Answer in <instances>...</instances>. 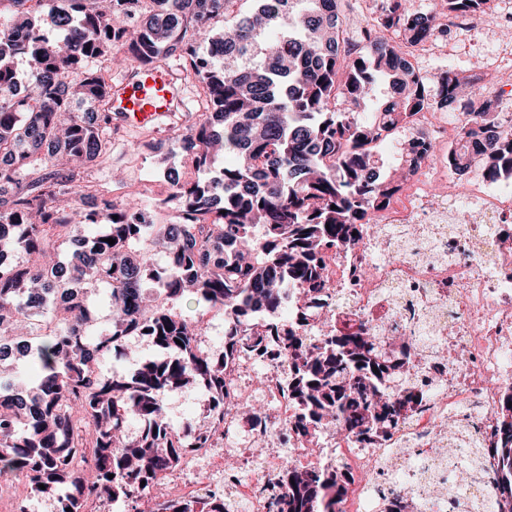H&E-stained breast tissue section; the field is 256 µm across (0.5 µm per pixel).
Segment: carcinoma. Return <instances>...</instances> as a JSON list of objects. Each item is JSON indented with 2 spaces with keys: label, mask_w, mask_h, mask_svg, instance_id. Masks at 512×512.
<instances>
[{
  "label": "carcinoma",
  "mask_w": 512,
  "mask_h": 512,
  "mask_svg": "<svg viewBox=\"0 0 512 512\" xmlns=\"http://www.w3.org/2000/svg\"><path fill=\"white\" fill-rule=\"evenodd\" d=\"M51 0H0V44L27 33L18 55L32 82L14 94L16 56L0 49V478H27L30 493L55 498L61 512H84L83 491L112 500L166 499L159 475L179 463L189 442L177 437L158 395L198 385L211 411L254 410L224 392V362L202 351L198 326L169 307L191 296L232 323L227 349L247 333L258 312L277 314L287 292L309 308L324 304L322 253L359 236L355 225L414 173L415 157L431 145L410 140L395 168L380 176L375 151L382 137L415 112H467L476 140L475 164L497 179L512 174V122L499 96L478 79L442 71L436 90L405 59L406 47L442 33L444 16H477L486 0H440L426 13L405 0H376L375 16L359 23L362 56L347 49L350 18L341 0H66L69 15L45 12ZM226 29L215 24L231 14ZM182 60L207 101L192 120L173 114L178 149L196 171L213 176L169 181L179 221L161 224L149 212L86 184L88 163L112 150V113L83 112L104 102L102 59L129 68ZM375 103L366 118L359 117ZM448 167L463 173L468 155L448 148ZM98 196L87 214L83 198ZM106 223H98V219ZM112 238L115 244L105 242ZM75 245L70 260L60 246ZM148 244L165 256L162 275L134 249ZM89 281L107 288L112 324L94 343L81 337L88 320ZM162 352L112 377L95 373L130 329ZM302 326L269 323L268 335L288 359L289 387L302 435L322 422L338 427L353 388L383 397L405 383L399 364L374 354L375 336L300 335ZM181 344H176V341ZM36 367L26 376L24 365ZM405 401L366 402L350 424L391 422ZM140 435L124 434L128 418ZM499 479L512 499V420L504 421ZM92 448L90 472L74 468L76 449ZM482 449L462 441L448 479L473 475ZM113 478H108V475ZM288 512H321L325 493H346L339 471L285 470L279 477ZM44 488H39V485ZM171 512H226L214 497Z\"/></svg>",
  "instance_id": "carcinoma-1"
}]
</instances>
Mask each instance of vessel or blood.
<instances>
[{
  "label": "vessel or blood",
  "instance_id": "vessel-or-blood-1",
  "mask_svg": "<svg viewBox=\"0 0 512 512\" xmlns=\"http://www.w3.org/2000/svg\"><path fill=\"white\" fill-rule=\"evenodd\" d=\"M183 106V90L168 67L137 68L109 84L106 105L114 120L152 128Z\"/></svg>",
  "mask_w": 512,
  "mask_h": 512
}]
</instances>
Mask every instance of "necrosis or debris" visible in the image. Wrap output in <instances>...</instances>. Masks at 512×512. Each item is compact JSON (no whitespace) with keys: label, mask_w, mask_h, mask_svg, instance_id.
<instances>
[{"label":"necrosis or debris","mask_w":512,"mask_h":512,"mask_svg":"<svg viewBox=\"0 0 512 512\" xmlns=\"http://www.w3.org/2000/svg\"><path fill=\"white\" fill-rule=\"evenodd\" d=\"M398 135L437 144L441 153L422 158L409 185L399 186L359 228L352 248L324 255L328 305L308 317V336L376 332L383 351L401 363L420 398L394 423L377 428L319 426L310 439L294 433L299 413L288 394V365L277 345L265 354L246 347L224 363V387L236 398L251 395L257 415L215 414L203 447L181 459L213 455L223 435L246 438L225 456L249 466V475L224 470L217 493H232L247 512H280L285 469L339 470L348 490L335 512H455L457 490L433 495L414 479L412 459L433 475L448 474V454L463 433L483 450L482 472L468 494L495 505L503 404L512 394V186L487 184L466 193L472 215L457 224L455 196H438L419 175L448 178V123L444 113L417 112ZM265 369L258 393L248 391L253 365Z\"/></svg>","instance_id":"4bbe7bcc"}]
</instances>
